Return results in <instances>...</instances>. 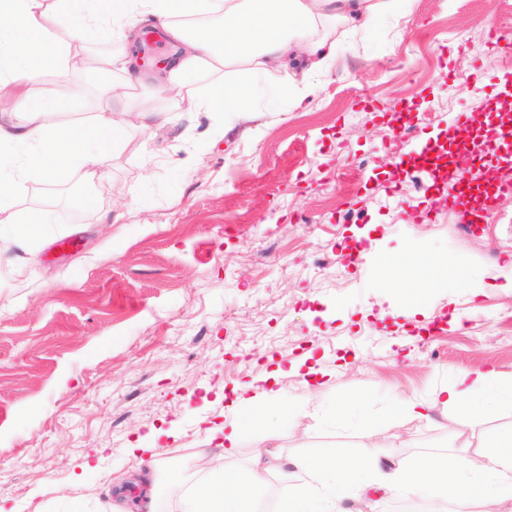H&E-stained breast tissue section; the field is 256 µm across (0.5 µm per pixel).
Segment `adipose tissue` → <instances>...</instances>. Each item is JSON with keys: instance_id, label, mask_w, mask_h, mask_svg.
Segmentation results:
<instances>
[{"instance_id": "ef3b65f1", "label": "adipose tissue", "mask_w": 512, "mask_h": 512, "mask_svg": "<svg viewBox=\"0 0 512 512\" xmlns=\"http://www.w3.org/2000/svg\"><path fill=\"white\" fill-rule=\"evenodd\" d=\"M64 11L74 16L85 37L134 29L146 17L167 24V34L183 48L182 60L161 80L162 86L180 91L189 80L202 75L209 82L203 93L180 97L176 108L196 112H222L242 117L255 111L262 97H276L281 91L307 97L312 92L306 80L289 78L287 88L261 85L279 56L296 48L312 57L314 71L328 67L333 48L309 31L332 17L352 24L354 32L368 29L383 12L382 0H62ZM206 15L209 27L189 30L171 25L174 16ZM51 0H0V43L19 42L22 76L37 77L46 72L66 75L71 65V35L67 29H53ZM231 62L245 65L242 79H226L224 68ZM130 83L113 85L109 92L114 105L97 112L86 126L57 122L66 111L69 85H62L52 99L23 102V122L0 121V209L7 206L24 184L32 179L50 183L75 178L92 182L104 178V165L124 137L132 118L160 116L152 98L132 97ZM47 215L9 217L0 221V241L16 250L29 251L43 236ZM280 376L272 371L261 378L238 385L229 403L237 416L220 427L225 457L237 454L247 425L267 427L270 412L285 406L288 417L305 411L302 403L281 402L274 384ZM491 372L461 370L450 385L429 399L403 400L408 417L429 420L437 405L451 408L492 409L505 401L512 404V378L497 381L486 390ZM394 462L387 476L391 494H416L436 498L440 512H485L512 501V434L499 438L497 446L466 450L449 458L447 464L413 470L395 462L382 448L348 459L339 454L299 455L278 467L279 507L277 512H338L348 499L359 497L382 462ZM200 481L188 484L179 500L178 512H263L254 490L265 481L263 468H255L247 480L224 466L205 467Z\"/></svg>"}]
</instances>
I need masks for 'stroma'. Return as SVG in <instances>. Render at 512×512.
<instances>
[{
	"instance_id": "obj_1",
	"label": "stroma",
	"mask_w": 512,
	"mask_h": 512,
	"mask_svg": "<svg viewBox=\"0 0 512 512\" xmlns=\"http://www.w3.org/2000/svg\"><path fill=\"white\" fill-rule=\"evenodd\" d=\"M390 3L365 34L325 25L336 52L308 76L314 97H278L249 119L180 112L130 128L104 180L26 183L15 211L54 219L24 267L0 255V512H130L116 487L138 472L154 478L158 512H176L170 465L192 476L201 448L221 456L206 430L227 419L226 391L275 363L285 398L311 406L276 422L277 438L246 429L226 463L240 475L257 454L359 452L353 422L365 413L382 422L377 442L411 463L512 432L510 405L439 406L420 424L399 404L462 369L512 377V293L494 286L512 260V195L477 232L454 207L408 217L451 193L463 156L512 164L501 83L512 48L489 43L494 28L512 36V0ZM120 45L139 91L170 109L135 34L78 36L64 120H89L105 102L87 77ZM476 112L503 131L495 151ZM402 127L433 150L417 184ZM360 241L365 260L349 265ZM436 323L445 332L426 343ZM311 358L329 375L307 388L290 368ZM337 402L341 427L323 415ZM171 425L176 442L154 444Z\"/></svg>"
}]
</instances>
